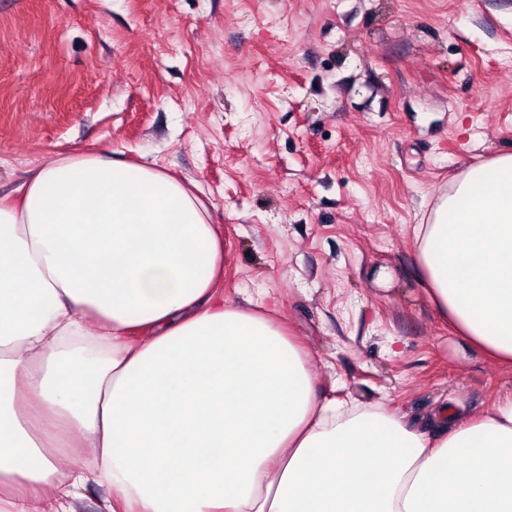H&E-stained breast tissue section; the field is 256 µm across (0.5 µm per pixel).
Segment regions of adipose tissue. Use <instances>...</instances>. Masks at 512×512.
I'll return each mask as SVG.
<instances>
[{
	"label": "adipose tissue",
	"instance_id": "1",
	"mask_svg": "<svg viewBox=\"0 0 512 512\" xmlns=\"http://www.w3.org/2000/svg\"><path fill=\"white\" fill-rule=\"evenodd\" d=\"M427 292L512 367V152L468 165L417 229ZM224 239L165 170L39 164L0 198V512H512V396L424 432L317 399L307 355L226 305ZM106 485L90 480L78 490V497L73 502L76 512H101L103 500L108 496Z\"/></svg>",
	"mask_w": 512,
	"mask_h": 512
}]
</instances>
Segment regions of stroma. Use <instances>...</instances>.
Returning a JSON list of instances; mask_svg holds the SVG:
<instances>
[{"mask_svg":"<svg viewBox=\"0 0 512 512\" xmlns=\"http://www.w3.org/2000/svg\"><path fill=\"white\" fill-rule=\"evenodd\" d=\"M509 150L512 0H0V195L79 152L197 183L225 304L273 311L321 399L420 422L512 394L414 232Z\"/></svg>","mask_w":512,"mask_h":512,"instance_id":"35a3bbf8","label":"stroma"}]
</instances>
